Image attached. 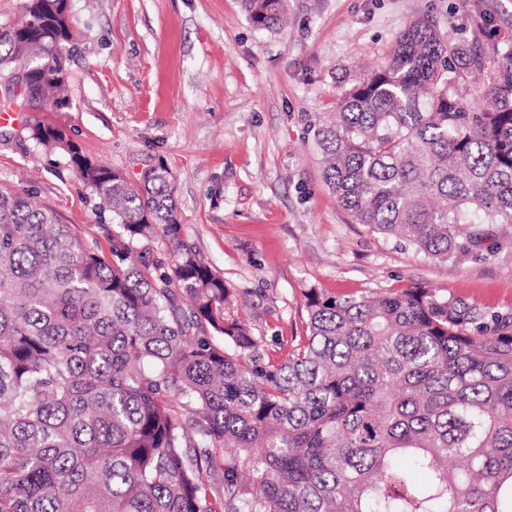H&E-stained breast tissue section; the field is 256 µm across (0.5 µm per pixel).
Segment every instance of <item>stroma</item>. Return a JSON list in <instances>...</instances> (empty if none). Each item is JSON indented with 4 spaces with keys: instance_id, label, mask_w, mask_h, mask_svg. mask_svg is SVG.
Listing matches in <instances>:
<instances>
[{
    "instance_id": "35a3bbf8",
    "label": "stroma",
    "mask_w": 512,
    "mask_h": 512,
    "mask_svg": "<svg viewBox=\"0 0 512 512\" xmlns=\"http://www.w3.org/2000/svg\"><path fill=\"white\" fill-rule=\"evenodd\" d=\"M69 106L49 113L83 153L137 182L170 173L181 236L223 275L271 357L301 334L304 293L429 285L512 311V241L489 258L434 262L355 223L322 176L315 130L399 33L424 18L486 64L512 43V0H287L256 27L242 0H71ZM35 112L0 126V186L31 190L88 244L117 230Z\"/></svg>"
}]
</instances>
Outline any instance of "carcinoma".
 <instances>
[{
	"instance_id": "1",
	"label": "carcinoma",
	"mask_w": 512,
	"mask_h": 512,
	"mask_svg": "<svg viewBox=\"0 0 512 512\" xmlns=\"http://www.w3.org/2000/svg\"><path fill=\"white\" fill-rule=\"evenodd\" d=\"M258 27L286 0H243ZM0 31V72L39 70L43 112L74 34ZM425 19L318 129L355 223L432 261L480 260L512 224V52L487 90ZM119 227L85 244L29 192L0 189V512H512V312L440 288L305 292L303 334L271 358L232 291L180 236L166 169L137 183L48 122ZM161 237L171 261L130 257Z\"/></svg>"
}]
</instances>
